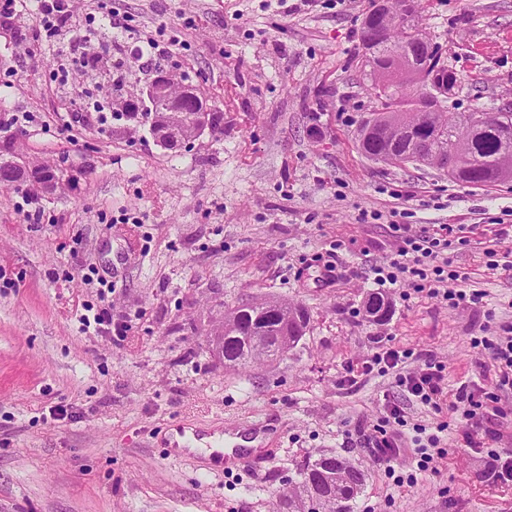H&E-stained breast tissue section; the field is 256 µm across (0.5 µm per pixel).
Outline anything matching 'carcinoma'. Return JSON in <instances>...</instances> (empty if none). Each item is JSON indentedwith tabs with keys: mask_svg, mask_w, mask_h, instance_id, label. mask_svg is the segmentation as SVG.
Segmentation results:
<instances>
[{
	"mask_svg": "<svg viewBox=\"0 0 512 512\" xmlns=\"http://www.w3.org/2000/svg\"><path fill=\"white\" fill-rule=\"evenodd\" d=\"M409 27L417 37L410 39L406 52L418 60H440L438 48L419 29L416 18ZM359 71L369 82V90L382 100V109L391 110L414 96H424L429 85L417 79L407 83H392L377 91L385 70L392 66L391 50L383 42L373 44L369 58L360 59ZM410 122L418 125L416 139L406 138L396 143L381 140L366 133L359 125L358 138L372 154H409L420 149L433 156L454 141L463 143L464 151L458 165L448 171V179L460 184H495L512 181V112H491L480 122L474 112L407 113ZM294 316L288 329L279 319H273L256 305L243 304L224 317V367H246L257 360H274L294 346L304 335L308 314L293 308ZM269 337L268 354L256 352L252 337ZM302 481L284 499L278 512H349L348 502L363 485L364 472L358 466L334 455H323L301 472Z\"/></svg>",
	"mask_w": 512,
	"mask_h": 512,
	"instance_id": "1",
	"label": "carcinoma"
}]
</instances>
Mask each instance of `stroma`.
Returning <instances> with one entry per match:
<instances>
[{
    "label": "stroma",
    "mask_w": 512,
    "mask_h": 512,
    "mask_svg": "<svg viewBox=\"0 0 512 512\" xmlns=\"http://www.w3.org/2000/svg\"><path fill=\"white\" fill-rule=\"evenodd\" d=\"M128 26L99 72L50 90L53 53L36 25L0 37V141L59 178L52 195L0 186V512H276L299 469L332 454L365 481L350 512H512V414L482 426L436 414L394 375L366 372L396 347L444 365V390H494L473 340L512 323V182L467 187L435 169L374 162L356 128L379 103L357 66L368 0H75ZM419 22L462 79L452 112L512 106V0H422ZM168 40L157 62L194 84L220 115L189 147L157 144L149 113L124 110L147 75L134 50ZM447 231L454 269L484 290L450 306L409 282L369 318L378 268L395 258L391 223ZM138 246L124 255L125 237ZM467 237L459 245L457 237ZM98 281L85 285L84 274ZM304 307V335L280 360L225 368L211 338L225 313L257 301ZM127 319L124 340L81 324L86 307ZM440 432L447 453L397 486L367 444L386 404ZM73 408L57 419L54 407ZM261 422L277 455L222 473L202 449L171 455L167 431ZM480 441V449L470 440Z\"/></svg>",
    "instance_id": "stroma-1"
}]
</instances>
